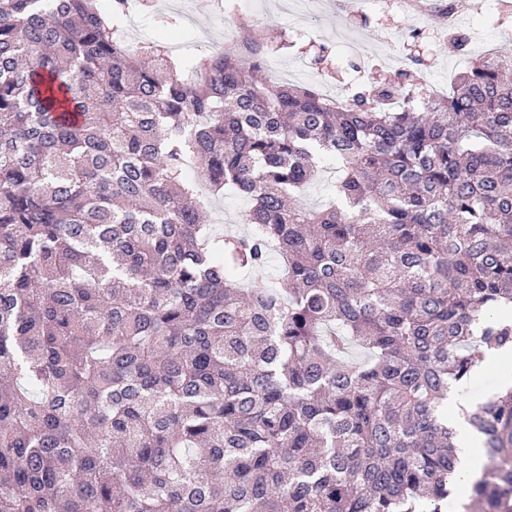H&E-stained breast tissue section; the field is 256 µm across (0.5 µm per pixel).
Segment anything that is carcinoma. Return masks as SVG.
I'll return each mask as SVG.
<instances>
[{
    "label": "carcinoma",
    "instance_id": "obj_1",
    "mask_svg": "<svg viewBox=\"0 0 512 512\" xmlns=\"http://www.w3.org/2000/svg\"><path fill=\"white\" fill-rule=\"evenodd\" d=\"M108 2L0 0V512H446L448 385L512 354V59L341 107L258 23L191 83ZM467 421L512 512V387ZM325 171L322 172L321 179L314 184L302 195L301 202L309 206H320L325 203L331 189V185L335 181V173L333 172L335 164L332 162L324 163ZM248 203L240 196L225 192L223 196L209 198L207 219L213 224H222L224 231L243 232L247 229L244 223Z\"/></svg>",
    "mask_w": 512,
    "mask_h": 512
}]
</instances>
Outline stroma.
<instances>
[{
	"mask_svg": "<svg viewBox=\"0 0 512 512\" xmlns=\"http://www.w3.org/2000/svg\"><path fill=\"white\" fill-rule=\"evenodd\" d=\"M198 17L184 22L176 11L158 15L146 0H134L137 22L128 29L129 42L166 37L183 58L206 55L211 33L232 23H261L268 43H276L295 29H313L314 38H296L293 48L281 52V65L293 69L307 64V85L321 93L352 89L368 93L376 82L396 80L398 72H417L425 87L450 88L455 74L495 45L512 40V18L492 12L465 15L461 21L470 42L458 50L438 21L402 14L396 0H315L311 11H303L300 0H191ZM328 53H321V45ZM248 203L227 192L211 197L207 219L224 229L246 231Z\"/></svg>",
	"mask_w": 512,
	"mask_h": 512,
	"instance_id": "35a3bbf8",
	"label": "stroma"
}]
</instances>
